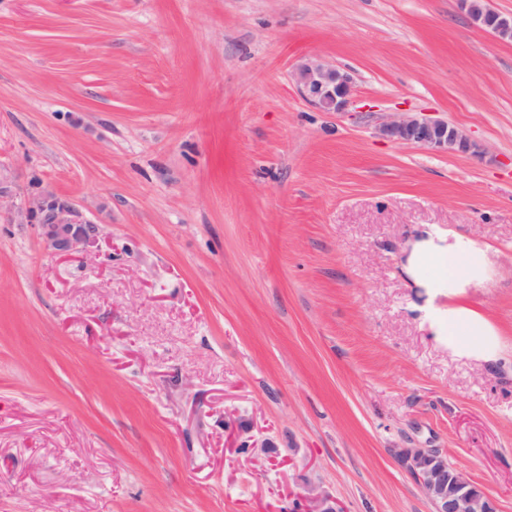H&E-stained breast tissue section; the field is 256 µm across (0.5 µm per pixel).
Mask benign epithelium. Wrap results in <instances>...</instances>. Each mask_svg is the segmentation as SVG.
Here are the masks:
<instances>
[{"instance_id": "obj_1", "label": "benign epithelium", "mask_w": 512, "mask_h": 512, "mask_svg": "<svg viewBox=\"0 0 512 512\" xmlns=\"http://www.w3.org/2000/svg\"><path fill=\"white\" fill-rule=\"evenodd\" d=\"M469 17L491 30L501 40L512 38V15L492 9L488 0H462ZM304 100L323 112H343L354 92V79L345 69L320 59L299 64L293 72ZM380 136L443 153H458L467 139L448 122L420 115L391 116L376 126ZM10 181L0 173V212L5 210L15 224H33L39 230L44 252L58 259L78 257L98 240L92 222L84 219L75 204L48 191H31L20 202ZM398 464L411 473L431 501L434 512H498L496 500L476 486L459 468L448 464L437 449L397 448ZM309 512H343L339 502L322 489L311 486L304 495Z\"/></svg>"}]
</instances>
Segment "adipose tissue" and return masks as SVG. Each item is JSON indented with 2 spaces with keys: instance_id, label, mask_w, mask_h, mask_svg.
Listing matches in <instances>:
<instances>
[{
  "instance_id": "obj_1",
  "label": "adipose tissue",
  "mask_w": 512,
  "mask_h": 512,
  "mask_svg": "<svg viewBox=\"0 0 512 512\" xmlns=\"http://www.w3.org/2000/svg\"><path fill=\"white\" fill-rule=\"evenodd\" d=\"M426 264L432 275L447 282L448 294L453 298L461 279L482 278L485 253L470 245L456 244L428 257ZM448 345L458 354L487 362L496 361L502 350L498 331L482 315L453 302L448 306Z\"/></svg>"
}]
</instances>
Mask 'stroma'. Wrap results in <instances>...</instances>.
<instances>
[{
  "mask_svg": "<svg viewBox=\"0 0 512 512\" xmlns=\"http://www.w3.org/2000/svg\"><path fill=\"white\" fill-rule=\"evenodd\" d=\"M350 71L346 112L293 81ZM396 112L476 152L392 142ZM0 168L96 223L0 215V512H433L438 448L512 512V41L460 0H0ZM484 247L448 346L413 251ZM293 79L302 98L323 112H345L351 102L354 92L352 75L320 59L299 64ZM10 181L0 170V213L5 210L15 224H34L44 252L58 259L79 257L90 251L98 231L84 219L75 204L48 191H31L20 203ZM500 334L479 313L448 304V346L456 353L486 362L500 358ZM304 501L310 504L309 512H343L339 502L330 498L317 486H310L307 489Z\"/></svg>",
  "mask_w": 512,
  "mask_h": 512,
  "instance_id": "obj_1",
  "label": "stroma"
}]
</instances>
